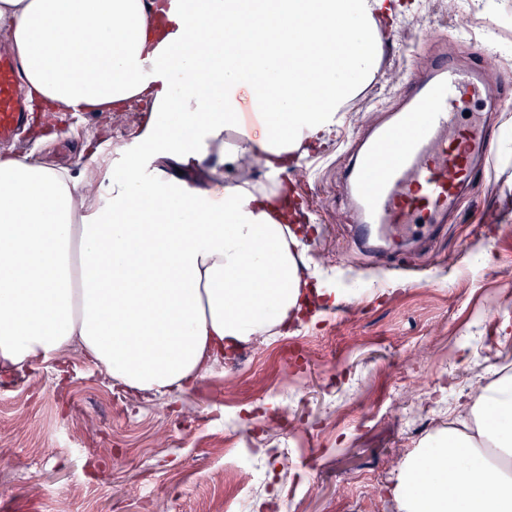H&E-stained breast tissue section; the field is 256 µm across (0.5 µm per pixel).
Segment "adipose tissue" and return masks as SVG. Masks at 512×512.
Segmentation results:
<instances>
[{
  "mask_svg": "<svg viewBox=\"0 0 512 512\" xmlns=\"http://www.w3.org/2000/svg\"><path fill=\"white\" fill-rule=\"evenodd\" d=\"M398 0H0L29 98L76 112L148 100L120 171L0 157V370L78 347L134 397L194 387L225 344L281 334L315 291L281 176L340 123ZM206 38H198V31ZM258 112L244 126L242 106ZM172 160L200 173L173 178ZM264 168L259 180L242 174ZM399 512H512V376L460 405L389 488Z\"/></svg>",
  "mask_w": 512,
  "mask_h": 512,
  "instance_id": "adipose-tissue-1",
  "label": "adipose tissue"
}]
</instances>
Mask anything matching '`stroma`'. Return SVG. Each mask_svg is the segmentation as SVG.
<instances>
[{
	"label": "stroma",
	"mask_w": 512,
	"mask_h": 512,
	"mask_svg": "<svg viewBox=\"0 0 512 512\" xmlns=\"http://www.w3.org/2000/svg\"><path fill=\"white\" fill-rule=\"evenodd\" d=\"M512 0H406L383 24L373 80L347 104L336 132L284 175L288 198L306 225L305 262L323 288L343 290L347 314L321 308L291 330L310 356L283 365V337L264 339L240 369L223 364L176 399L128 398L102 370L70 350L60 371L16 374L0 396V512H224L240 486L224 480L236 458L266 474L250 500L276 512H398L387 486L403 458L432 433L424 418L387 412L403 396L429 400L446 374L460 389L490 356L512 352V110H482L501 129L496 151L478 171L433 243L407 241L411 266L382 267L350 235L344 167L380 120L410 92L409 74L432 59L467 58L512 73ZM149 113L129 103L117 112H67L34 104L26 133L0 156L82 174L100 142L122 165L138 151ZM297 426L265 430L280 406Z\"/></svg>",
	"instance_id": "1"
}]
</instances>
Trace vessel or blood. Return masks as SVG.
Returning <instances> with one entry per match:
<instances>
[{"instance_id":"obj_1","label":"vessel or blood","mask_w":512,"mask_h":512,"mask_svg":"<svg viewBox=\"0 0 512 512\" xmlns=\"http://www.w3.org/2000/svg\"><path fill=\"white\" fill-rule=\"evenodd\" d=\"M17 73V61L0 54L1 142L14 140L29 120ZM500 97L480 69L445 57L416 80L408 108L374 130L349 171L348 198L357 216L353 241L372 257H389L413 225L447 223L494 145L491 127H459L460 107Z\"/></svg>"}]
</instances>
